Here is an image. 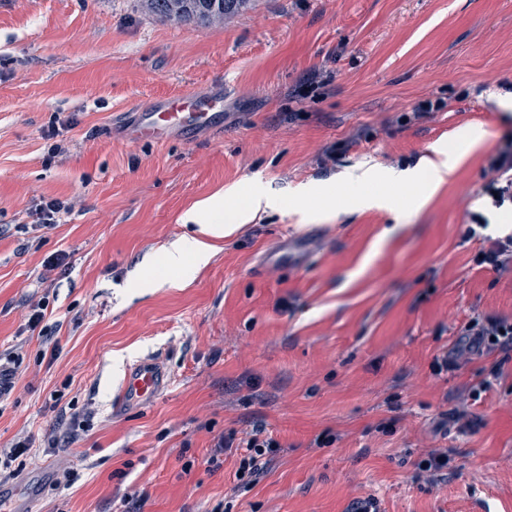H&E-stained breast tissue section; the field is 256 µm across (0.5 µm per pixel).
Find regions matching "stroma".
Listing matches in <instances>:
<instances>
[{"mask_svg":"<svg viewBox=\"0 0 512 512\" xmlns=\"http://www.w3.org/2000/svg\"><path fill=\"white\" fill-rule=\"evenodd\" d=\"M316 71L323 85L307 88ZM219 83L223 135L112 133L133 104ZM511 96L512 0H251L209 26L139 0H0V357H24L0 448L31 435L54 474L78 470L42 485L32 512H120L127 497L137 512H348L364 498L377 512H512V359L456 351L472 318L512 315V271L475 266L478 242L461 240L512 135ZM426 100L438 110L414 114ZM56 117L68 126L52 158ZM473 128L487 139L425 205L356 207L382 184L348 182L352 168L410 170ZM245 185L279 208L216 240L190 282L134 287L194 236L182 218L196 202ZM301 185L325 204L293 205ZM42 196L77 204L28 249L17 225ZM291 242L304 264L269 262ZM58 251L71 268L46 311L60 347L48 366L23 324ZM159 355L170 386L113 413L127 369ZM442 356L456 367L434 373ZM472 391L463 431L452 415ZM256 425L282 449L247 485L217 445ZM433 448L448 451L436 483L420 468Z\"/></svg>","mask_w":512,"mask_h":512,"instance_id":"obj_1","label":"stroma"}]
</instances>
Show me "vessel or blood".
Returning <instances> with one entry per match:
<instances>
[{
  "label": "vessel or blood",
  "instance_id": "vessel-or-blood-1",
  "mask_svg": "<svg viewBox=\"0 0 512 512\" xmlns=\"http://www.w3.org/2000/svg\"><path fill=\"white\" fill-rule=\"evenodd\" d=\"M133 113V121L121 127L123 138L166 143L198 133L219 134L224 129V90L219 87L201 93L187 89L135 105ZM168 382L169 376L161 360L152 358L136 364L112 403L113 411L122 413L148 403Z\"/></svg>",
  "mask_w": 512,
  "mask_h": 512
}]
</instances>
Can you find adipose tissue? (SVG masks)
Wrapping results in <instances>:
<instances>
[{
    "instance_id": "ef3b65f1",
    "label": "adipose tissue",
    "mask_w": 512,
    "mask_h": 512,
    "mask_svg": "<svg viewBox=\"0 0 512 512\" xmlns=\"http://www.w3.org/2000/svg\"><path fill=\"white\" fill-rule=\"evenodd\" d=\"M457 167L453 157L441 160L423 159L418 168L410 174H391L384 177L385 191L369 193L362 197L366 207H379L389 200L390 188L407 185L411 188L409 201L413 207L422 206L435 191L452 177ZM236 199L232 210H225L226 199ZM262 198L249 189L239 187L217 192L215 195L198 202L184 217L185 223L196 225L198 237L193 241H172L161 256L162 272L152 273L151 280L156 287L168 285V272L186 274L206 262L213 246L212 239L222 238L232 233L239 225L248 223Z\"/></svg>"
}]
</instances>
